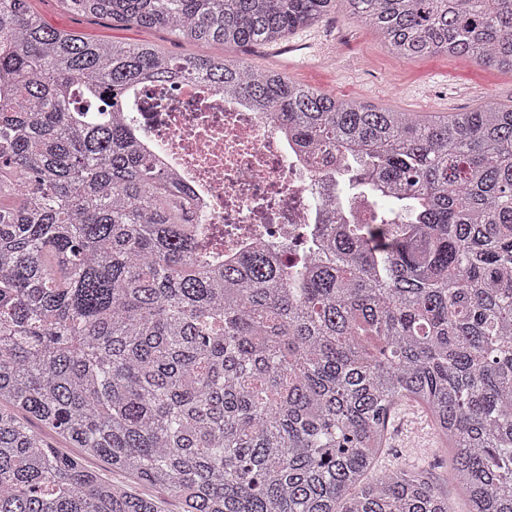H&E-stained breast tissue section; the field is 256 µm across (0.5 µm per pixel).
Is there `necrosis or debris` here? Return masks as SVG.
Returning a JSON list of instances; mask_svg holds the SVG:
<instances>
[{"mask_svg": "<svg viewBox=\"0 0 512 512\" xmlns=\"http://www.w3.org/2000/svg\"><path fill=\"white\" fill-rule=\"evenodd\" d=\"M134 120L190 189L197 221L209 225L228 260L260 244L296 265L301 245L333 224L331 199L350 224L393 206L388 197L355 193L323 153L300 148L267 113L205 83L150 89Z\"/></svg>", "mask_w": 512, "mask_h": 512, "instance_id": "obj_1", "label": "necrosis or debris"}]
</instances>
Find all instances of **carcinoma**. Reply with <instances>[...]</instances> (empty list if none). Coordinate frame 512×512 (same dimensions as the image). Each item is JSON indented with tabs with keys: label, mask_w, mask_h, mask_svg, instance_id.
<instances>
[{
	"label": "carcinoma",
	"mask_w": 512,
	"mask_h": 512,
	"mask_svg": "<svg viewBox=\"0 0 512 512\" xmlns=\"http://www.w3.org/2000/svg\"><path fill=\"white\" fill-rule=\"evenodd\" d=\"M346 4L404 59L512 72V0H62L175 38L275 43ZM0 512H159L36 419L184 512H450L425 471L369 480L392 402L452 445L468 512H512V106L448 114L321 94L242 59L93 42L0 0ZM241 96L394 210L322 258L226 262L129 113L148 81Z\"/></svg>",
	"instance_id": "obj_1"
}]
</instances>
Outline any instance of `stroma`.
Masks as SVG:
<instances>
[{
  "label": "stroma",
  "instance_id": "1",
  "mask_svg": "<svg viewBox=\"0 0 512 512\" xmlns=\"http://www.w3.org/2000/svg\"><path fill=\"white\" fill-rule=\"evenodd\" d=\"M29 7L53 29L74 31L100 42H150L174 57L210 54L242 58L258 69H274L321 93L405 112H465L489 102L512 104V73L482 67L442 54L405 60L396 57L384 37L360 26L343 7L319 22L295 31L279 43L248 48L178 40L164 29L147 30L94 15L67 10L61 0H29ZM344 50H337V43ZM45 441L132 495L154 499L161 512H182L180 501L166 489L148 486L113 470L99 457H83L53 430L42 429ZM451 453L446 448H387L376 471L417 466L445 483Z\"/></svg>",
  "mask_w": 512,
  "mask_h": 512
}]
</instances>
